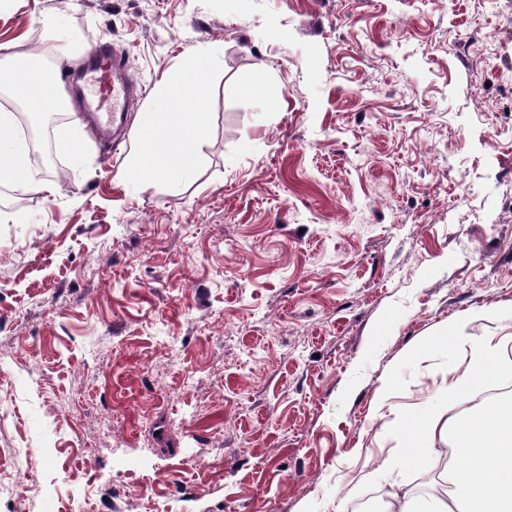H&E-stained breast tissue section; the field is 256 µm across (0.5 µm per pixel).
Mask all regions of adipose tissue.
I'll use <instances>...</instances> for the list:
<instances>
[{"mask_svg":"<svg viewBox=\"0 0 512 512\" xmlns=\"http://www.w3.org/2000/svg\"><path fill=\"white\" fill-rule=\"evenodd\" d=\"M205 68L204 55L195 53L184 57L177 72L160 82L154 106L139 128L142 147L123 168V177L167 183L176 173L198 165L212 133ZM0 78L12 81L18 96L40 111L53 112L63 104L40 56H29L21 71L1 70ZM16 126L15 113L0 106V179L23 193L56 194L55 185L35 178ZM470 321V315L463 314L452 323L453 340L468 350L472 363L471 369L451 376L448 396L452 399L474 394L496 369V344L489 337L467 339L464 331ZM439 436L447 438L461 463L448 475L449 500L415 496L398 504L396 512H512V409L496 406L444 420L425 416L404 439L426 448Z\"/></svg>","mask_w":512,"mask_h":512,"instance_id":"ef3b65f1","label":"adipose tissue"}]
</instances>
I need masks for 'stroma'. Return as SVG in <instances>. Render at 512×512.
<instances>
[{"mask_svg":"<svg viewBox=\"0 0 512 512\" xmlns=\"http://www.w3.org/2000/svg\"><path fill=\"white\" fill-rule=\"evenodd\" d=\"M47 15L54 72L107 41L143 94L57 196L0 182V512H389L441 331L512 324V0H0L13 66ZM198 51L202 162L121 178Z\"/></svg>","mask_w":512,"mask_h":512,"instance_id":"1","label":"stroma"}]
</instances>
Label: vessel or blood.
<instances>
[{
    "label": "vessel or blood",
    "mask_w": 512,
    "mask_h": 512,
    "mask_svg": "<svg viewBox=\"0 0 512 512\" xmlns=\"http://www.w3.org/2000/svg\"><path fill=\"white\" fill-rule=\"evenodd\" d=\"M67 87L73 88L82 103V116L99 137H109L121 125L140 95L141 89L127 72V61L111 45H96L88 56L85 68L75 74L61 76ZM111 103L110 112H102L104 103Z\"/></svg>",
    "instance_id": "1"
}]
</instances>
